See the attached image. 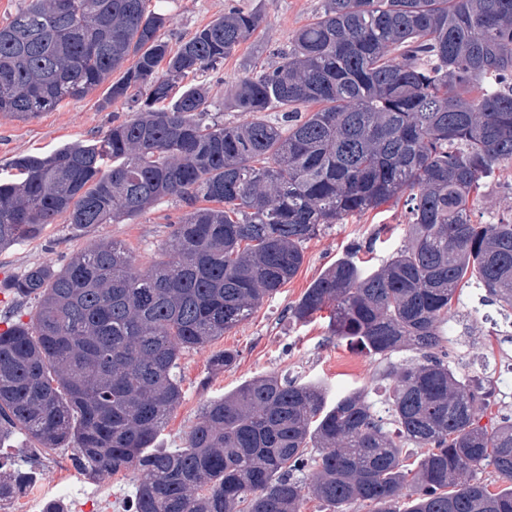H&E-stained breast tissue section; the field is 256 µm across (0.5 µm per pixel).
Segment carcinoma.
<instances>
[{"mask_svg":"<svg viewBox=\"0 0 512 512\" xmlns=\"http://www.w3.org/2000/svg\"><path fill=\"white\" fill-rule=\"evenodd\" d=\"M150 2L25 0L0 27V112L52 111L117 71L103 106L133 112L91 144L13 159L0 251L59 217L86 229L166 197L189 208L147 269L112 239L0 284L38 300L0 331V440L19 429L74 444L93 473H142L133 512H301L309 495L329 512H512V415L480 425L495 388L442 345L461 289L512 309V217L474 219L512 166V0H326L279 62L239 80L241 124L209 119L207 90L183 81L219 71L261 16L230 2L174 49ZM403 196L407 244L371 274L336 260L291 308L299 322L331 309L333 335L373 355L419 354L396 372V431L365 389L329 406L321 386L265 374L209 401L184 447H154L182 356L279 293L325 225ZM410 446L424 449L411 465ZM488 467L505 487L477 478ZM32 481L1 471L0 497Z\"/></svg>","mask_w":512,"mask_h":512,"instance_id":"obj_1","label":"carcinoma"}]
</instances>
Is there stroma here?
Listing matches in <instances>:
<instances>
[{"instance_id":"35a3bbf8","label":"stroma","mask_w":512,"mask_h":512,"mask_svg":"<svg viewBox=\"0 0 512 512\" xmlns=\"http://www.w3.org/2000/svg\"><path fill=\"white\" fill-rule=\"evenodd\" d=\"M237 2L261 15L257 33L225 59L219 73L196 77L197 83L209 89L213 118L227 123L247 119L246 113L229 106L238 80L251 68L274 64L277 51L288 48L295 32L320 15L325 5V0ZM226 4L227 0H152L150 8L166 15L163 33L175 45L223 15ZM105 93V87H98L28 122L0 112V171L8 170L15 156L47 154L66 144L86 143L104 134L113 123L127 119L128 112L121 105L102 108ZM510 183L512 166L498 171L484 187L477 214L487 221L512 216V191L506 189ZM185 211L178 199L166 198L124 224H100L79 232L64 220H57L39 238L0 251V282L20 276L32 266H62L75 252L101 240L124 243L137 267L148 268L168 242L173 222ZM407 222L404 205L389 203L351 216L344 223L324 227L308 241L302 266L278 294L223 337L184 354L179 372L183 398L172 410L156 441L157 447H183L207 402L270 373L322 383L331 402L349 391L369 390L379 414H386L388 391L394 383L392 372L400 364L416 359V352L402 351L380 358L332 336L325 313L301 323L291 317L290 308L338 258L352 257L367 270L377 269L405 245ZM443 332L449 361L464 374L490 380L496 389L495 399L483 413L482 424L512 415V310H502L498 304L488 302L484 289L470 286L462 290ZM226 349L237 352L236 362L222 371H212L213 355ZM74 454L71 448L38 447L20 432L0 442V460L24 469L35 464L48 467L58 457Z\"/></svg>"}]
</instances>
